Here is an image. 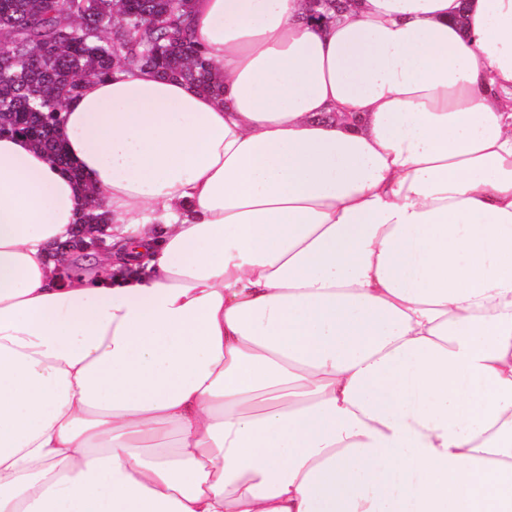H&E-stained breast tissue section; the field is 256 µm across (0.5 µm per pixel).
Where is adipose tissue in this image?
Returning a JSON list of instances; mask_svg holds the SVG:
<instances>
[{"mask_svg": "<svg viewBox=\"0 0 512 512\" xmlns=\"http://www.w3.org/2000/svg\"><path fill=\"white\" fill-rule=\"evenodd\" d=\"M306 9L0 138V512H512V0Z\"/></svg>", "mask_w": 512, "mask_h": 512, "instance_id": "obj_1", "label": "adipose tissue"}]
</instances>
